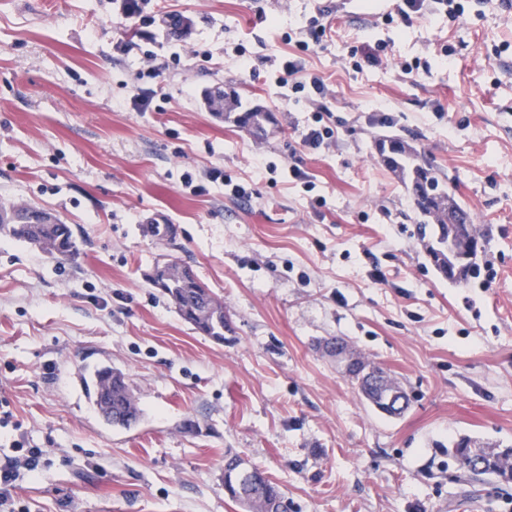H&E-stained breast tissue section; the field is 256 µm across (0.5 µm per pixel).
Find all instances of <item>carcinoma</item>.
I'll use <instances>...</instances> for the list:
<instances>
[{
	"label": "carcinoma",
	"mask_w": 512,
	"mask_h": 512,
	"mask_svg": "<svg viewBox=\"0 0 512 512\" xmlns=\"http://www.w3.org/2000/svg\"><path fill=\"white\" fill-rule=\"evenodd\" d=\"M224 113L237 127L260 130L270 120L267 112L240 111ZM378 159L394 172L406 189L419 216V232L424 249H431L432 239L448 228V219H457L461 203L450 193L451 181L439 175L424 151L403 138L383 137ZM0 214L20 220L18 224L0 223V236L30 244H41L42 251L57 262H74L80 255L74 230L50 211L34 209L25 204L1 205ZM181 272L167 274L156 271L149 281L166 295L179 316L198 333L212 341L224 343V331L229 322L224 302L203 283L188 263L180 262ZM94 405L105 421L124 428L136 424L141 409L122 371L99 368L91 377ZM483 474L512 480V448L486 449ZM224 489L239 502L245 512H278L286 499L278 483L259 468H241V460L232 456L224 464Z\"/></svg>",
	"instance_id": "1"
}]
</instances>
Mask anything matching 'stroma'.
<instances>
[{"mask_svg":"<svg viewBox=\"0 0 512 512\" xmlns=\"http://www.w3.org/2000/svg\"><path fill=\"white\" fill-rule=\"evenodd\" d=\"M397 5L153 0L129 16L122 0H0V205L50 210L80 246L58 263L0 237V466L23 512H243L229 455L292 512H512V482H468L448 455L463 435L512 445V8L405 21ZM314 19L330 33L308 47ZM289 59L323 93L277 84ZM216 84L270 112L273 133L209 112ZM319 122L334 136L312 149ZM384 135L414 142L470 207L487 249L467 283L427 260L377 158ZM165 255L223 301V343L149 284ZM330 336L395 378L408 409L366 401L319 348ZM104 365L134 389L131 427L88 397ZM17 439L42 448L37 471Z\"/></svg>","mask_w":512,"mask_h":512,"instance_id":"35a3bbf8","label":"stroma"}]
</instances>
